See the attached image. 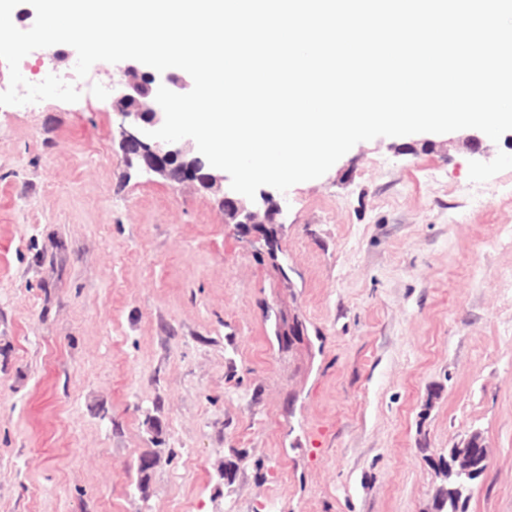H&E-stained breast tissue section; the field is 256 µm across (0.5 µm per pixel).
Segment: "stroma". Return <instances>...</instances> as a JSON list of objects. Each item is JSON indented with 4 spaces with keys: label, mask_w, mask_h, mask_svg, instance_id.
<instances>
[{
    "label": "stroma",
    "mask_w": 512,
    "mask_h": 512,
    "mask_svg": "<svg viewBox=\"0 0 512 512\" xmlns=\"http://www.w3.org/2000/svg\"><path fill=\"white\" fill-rule=\"evenodd\" d=\"M119 123L0 106V512H434L475 434L512 512V131L358 143L246 234Z\"/></svg>",
    "instance_id": "stroma-1"
}]
</instances>
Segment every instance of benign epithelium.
<instances>
[{
  "instance_id": "obj_1",
  "label": "benign epithelium",
  "mask_w": 512,
  "mask_h": 512,
  "mask_svg": "<svg viewBox=\"0 0 512 512\" xmlns=\"http://www.w3.org/2000/svg\"><path fill=\"white\" fill-rule=\"evenodd\" d=\"M121 78L112 83V107L121 117L119 146L125 159L139 170L153 173L180 188H202L219 196L224 219L243 228L256 224H273L282 206L268 193L254 200L224 185V175L208 161L187 149L189 140L164 142L146 135L162 126L164 112L157 104V88L163 85L180 92L186 84L172 76H163L142 69L140 62L130 60L119 67ZM455 474L482 475V465L474 464L472 454L456 449Z\"/></svg>"
}]
</instances>
